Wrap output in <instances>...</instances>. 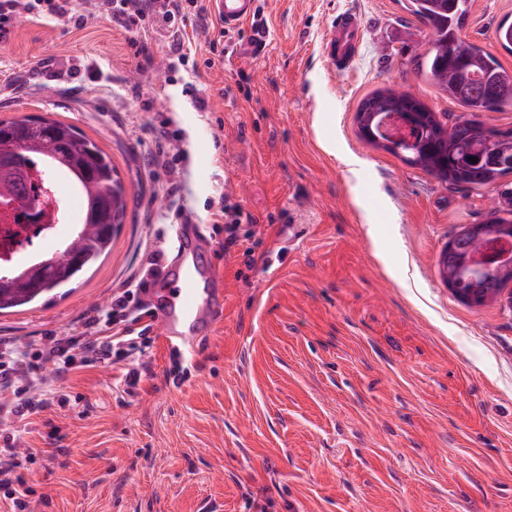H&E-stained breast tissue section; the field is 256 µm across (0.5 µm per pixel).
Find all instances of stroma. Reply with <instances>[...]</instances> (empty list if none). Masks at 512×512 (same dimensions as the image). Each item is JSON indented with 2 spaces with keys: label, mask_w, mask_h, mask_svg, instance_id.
I'll list each match as a JSON object with an SVG mask.
<instances>
[{
  "label": "stroma",
  "mask_w": 512,
  "mask_h": 512,
  "mask_svg": "<svg viewBox=\"0 0 512 512\" xmlns=\"http://www.w3.org/2000/svg\"><path fill=\"white\" fill-rule=\"evenodd\" d=\"M258 2L262 51L251 27L190 25L184 65L155 29L92 15L24 19L0 44V120L74 125L128 197L110 252L53 302L1 313L0 338L82 336L130 283L155 282L176 224L203 225L224 289L194 359L147 329L111 363L45 369L65 402L0 421L31 458L33 512H512V306L458 301L438 267L496 193L448 188L354 121L385 87L461 115L413 66L429 36L399 0ZM341 13L362 25L343 74L324 54ZM505 19L512 0H473L463 35L512 69ZM227 202L243 212L230 247ZM284 224L305 237L280 239Z\"/></svg>",
  "instance_id": "obj_1"
}]
</instances>
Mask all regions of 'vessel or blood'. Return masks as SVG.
I'll list each match as a JSON object with an SVG mask.
<instances>
[{"label":"vessel or blood","instance_id":"obj_1","mask_svg":"<svg viewBox=\"0 0 512 512\" xmlns=\"http://www.w3.org/2000/svg\"><path fill=\"white\" fill-rule=\"evenodd\" d=\"M225 31L238 30L254 19L257 0H212ZM360 39V23L350 14L339 15L327 55L339 73L348 72ZM172 237L179 258L163 276V303L153 314V322L166 342H179L188 351L211 334L224 311V291L217 288V273L198 246L193 233L185 225H174Z\"/></svg>","mask_w":512,"mask_h":512}]
</instances>
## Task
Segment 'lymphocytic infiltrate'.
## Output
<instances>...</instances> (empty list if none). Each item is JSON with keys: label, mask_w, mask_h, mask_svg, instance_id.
Wrapping results in <instances>:
<instances>
[{"label": "lymphocytic infiltrate", "mask_w": 512, "mask_h": 512, "mask_svg": "<svg viewBox=\"0 0 512 512\" xmlns=\"http://www.w3.org/2000/svg\"><path fill=\"white\" fill-rule=\"evenodd\" d=\"M99 10L112 23L127 31L148 26L165 32L172 52H181L187 20H195L202 29L214 22L205 10L194 7V0H97ZM69 0H0V42H6L17 20L28 16L67 14ZM141 312L130 311L125 296H118L110 311L91 318L82 340L46 337L38 350L0 340V414L16 421L52 408L59 403V392L47 387L41 374L44 363H53L58 376H65L81 365L112 359L115 343L102 335L101 325L138 322ZM28 458L5 444L0 448V489L11 497L16 512H28L29 504L21 491L20 472Z\"/></svg>", "instance_id": "1"}]
</instances>
